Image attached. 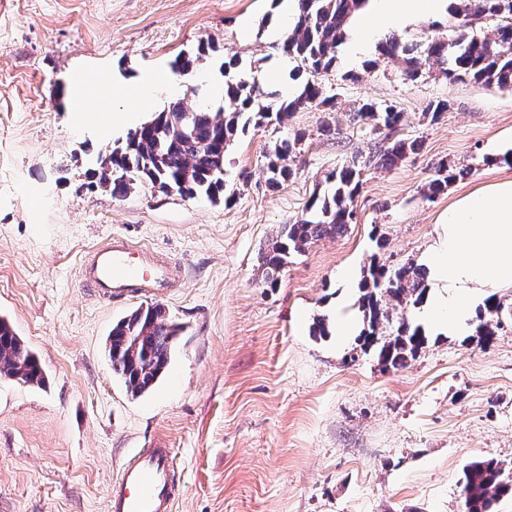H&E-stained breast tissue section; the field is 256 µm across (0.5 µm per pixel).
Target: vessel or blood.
I'll use <instances>...</instances> for the list:
<instances>
[{"label": "vessel or blood", "mask_w": 512, "mask_h": 512, "mask_svg": "<svg viewBox=\"0 0 512 512\" xmlns=\"http://www.w3.org/2000/svg\"><path fill=\"white\" fill-rule=\"evenodd\" d=\"M81 282L103 297L117 299L135 290L164 292L173 287L175 271L169 262L116 238L88 253ZM178 495L170 449L145 448L123 464L110 493L109 512H173Z\"/></svg>", "instance_id": "b4317fda"}]
</instances>
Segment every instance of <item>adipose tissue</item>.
<instances>
[{
	"label": "adipose tissue",
	"instance_id": "adipose-tissue-1",
	"mask_svg": "<svg viewBox=\"0 0 512 512\" xmlns=\"http://www.w3.org/2000/svg\"><path fill=\"white\" fill-rule=\"evenodd\" d=\"M440 6L441 0H368L354 18L356 44L370 42L378 27H402ZM496 172L497 179L451 200L424 257L429 293L420 321L451 335L469 330L486 298L512 288V166L500 164Z\"/></svg>",
	"mask_w": 512,
	"mask_h": 512
}]
</instances>
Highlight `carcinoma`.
Segmentation results:
<instances>
[{"mask_svg": "<svg viewBox=\"0 0 512 512\" xmlns=\"http://www.w3.org/2000/svg\"><path fill=\"white\" fill-rule=\"evenodd\" d=\"M366 0H297L293 30L279 44L288 58L297 62L309 78L299 93L282 102H268L257 81L235 73L239 61L221 63L224 71V106L210 109L189 106L179 100L168 105L149 122V128L129 133L124 145L110 148L98 156L97 184L113 196L125 195L134 185L171 186L182 197H205L215 202L224 195L225 148L250 126L259 127L280 121L288 113L316 103L330 112L333 98L325 95L315 75L336 68L338 48L346 38V24L353 12ZM458 14L463 17L458 34L448 39L434 38L425 44L406 45L391 36L379 44L380 55L399 59L406 78L415 79L421 65L433 62L450 82L474 81L512 89V0H458ZM499 20L490 36L474 33L478 21ZM216 52L210 43H201L193 53L183 54L173 63L175 71L191 76L200 62ZM354 115L375 128L395 127L401 113L391 103L364 102ZM190 117L191 131H181L185 117ZM303 140L300 135L280 141L266 155V183L280 188L292 176L288 158ZM421 144L416 140L394 139L386 143L368 161L389 169L416 154ZM363 168L357 161L329 173L326 188L313 194L305 212L291 224L282 225L278 236L264 256V282L277 286L288 259L304 252L323 238L341 236L353 223V202L362 184ZM456 174L448 162L435 167V178L426 195L433 198L444 192ZM428 271L413 262L391 266L378 260L362 271L359 310L362 329L356 341L365 352L378 351L381 364L389 369L404 367L426 345L427 335L419 325L402 318L393 322L389 302L400 305L423 303L428 292ZM502 312L494 296L485 300L478 311L477 335L488 343L495 331L487 319ZM179 327L157 304L138 307L112 326L106 352L112 371L123 380L127 391L138 396L150 391L169 364ZM32 385L45 384V373L35 353L16 335L12 326L0 319V372ZM461 482L465 512H498L501 501L512 498V472L494 459L469 463Z\"/></svg>", "mask_w": 512, "mask_h": 512, "instance_id": "1", "label": "carcinoma"}]
</instances>
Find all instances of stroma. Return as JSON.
<instances>
[{
	"instance_id": "1",
	"label": "stroma",
	"mask_w": 512,
	"mask_h": 512,
	"mask_svg": "<svg viewBox=\"0 0 512 512\" xmlns=\"http://www.w3.org/2000/svg\"><path fill=\"white\" fill-rule=\"evenodd\" d=\"M456 0L397 30L402 43L454 36ZM294 26L275 0H0V318L38 356L44 386L0 376V512H108L111 483L144 448H168L184 492L174 512H463L469 462L512 468V289L494 341L430 333L408 365L383 369L375 352L311 332L337 304L357 310L359 289L339 267L362 272L373 255L419 261L451 198L492 180L494 154L512 150V89L449 82L435 64L410 80L400 60L339 48L317 80L336 104L335 129L307 106L249 129L224 159V201L165 194L150 184L112 197L96 184L97 157L122 145L115 112L150 121L153 106L107 96L112 70H158L178 96H210L222 59L267 92L295 88V61L278 42ZM217 54L189 78L171 64L200 42ZM95 102L74 126L64 89L75 71ZM444 99L447 112L425 110ZM390 101L395 129L354 121L362 101ZM303 135L291 178L275 192L265 155ZM418 153L389 168L368 161L390 138ZM365 163L347 233L291 258L277 287L262 257L282 225L300 217L333 170ZM458 177L427 198L439 161ZM120 237L169 260L181 282L162 295L105 300L82 288L87 253ZM385 248H377V237ZM161 305L181 326L169 365L135 397L112 371L104 345L113 324Z\"/></svg>"
}]
</instances>
